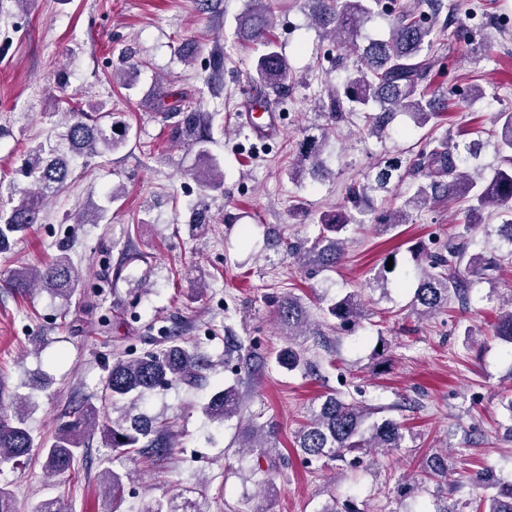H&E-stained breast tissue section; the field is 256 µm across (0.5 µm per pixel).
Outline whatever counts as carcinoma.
Segmentation results:
<instances>
[{"label": "carcinoma", "mask_w": 512, "mask_h": 512, "mask_svg": "<svg viewBox=\"0 0 512 512\" xmlns=\"http://www.w3.org/2000/svg\"><path fill=\"white\" fill-rule=\"evenodd\" d=\"M315 27L333 38L336 48L357 56L358 67L343 90H328V118L342 121L345 110L363 113L365 129L371 135L386 133L399 113L412 117L415 127H437L448 109V98L431 93L423 81L438 63L433 47L442 31L426 24L428 16L408 5L389 9L382 0H307ZM278 0H248L247 9L237 20L236 37L253 44L259 53L252 64V82L282 98L288 92L290 69L270 37L271 17ZM390 15V32L386 39H370L359 43L365 25L381 15ZM154 110L167 117H178L174 129L197 153L209 155L211 117L202 112H183L166 104L164 97L154 102ZM70 121L66 137L72 150L80 155L102 156L120 150L128 131L117 134L109 112L66 111ZM326 134L308 135L298 145L293 170L300 175L309 171L324 178L329 169L322 158ZM491 145L496 163L486 167L471 166L485 145ZM410 168L420 173L423 182L399 206H383L374 211L371 223L380 234H388L413 221V214L443 198L466 204L463 230L448 234V242L440 252L432 253L423 245L410 249L412 268L405 276L413 279V293L408 303L411 313L420 317L440 313L455 301L465 308L470 303L473 285L479 280L490 282L503 264L512 261V111L492 116L490 140L453 143L448 137L428 132L425 145L414 154ZM24 173L31 187L18 196L0 199V252L7 249L14 236L31 224L41 221L45 201L67 179L69 165L59 157H48L43 147L29 151ZM193 178L203 190L219 188L224 175L215 163L198 170ZM371 186L364 184L349 189L348 205L320 220V232L312 241L286 243L288 257L305 267L327 270L336 267L344 256V235L363 225L351 210L367 216L362 202ZM488 210H497L501 224L485 233L482 249L473 251L476 242L468 231L475 218ZM68 246H60L51 262L40 268L22 267L12 271L5 286L17 291H47L70 300L77 292L82 276L67 254ZM324 315L336 320L340 328L358 325L365 315L360 295L353 291L330 303ZM278 323L290 336H319V329L307 332L310 314L303 300L291 293L285 295L276 311ZM495 335L512 344V299L498 311ZM277 363L289 372L305 364L307 358L293 348L284 349ZM217 374V364L183 342L164 336L154 348L132 359L112 363L97 402L86 401L70 413L69 419L55 430L51 440L39 447L43 471L50 477L66 480L84 456L86 441L100 432L103 444L110 450L112 462L139 456L164 457L175 447L168 422L140 411L145 396L164 390L175 382L197 384ZM241 405L239 384L222 385L202 405V412L219 424L238 415ZM31 397L19 396L8 404L0 402V464H16L30 456L35 447L27 426ZM117 412L116 418L109 412ZM379 409L347 402L336 394H328L319 404L307 408L305 421L295 434V449L306 462L326 466L356 453L369 455L379 448L404 447L406 435L400 422L393 418L368 423ZM275 424L251 419L238 435L239 455L251 459L243 481L255 484L270 494L279 474L280 450L274 443ZM423 480L447 479L448 453L428 456L423 464ZM100 482L117 501L124 490L126 474L105 467ZM475 482L488 490L480 498L476 512H512V484L502 486L492 474L479 473ZM31 512H69L64 497L48 498L37 503ZM145 512H210L206 495L191 488L166 500L152 501Z\"/></svg>", "instance_id": "1"}]
</instances>
